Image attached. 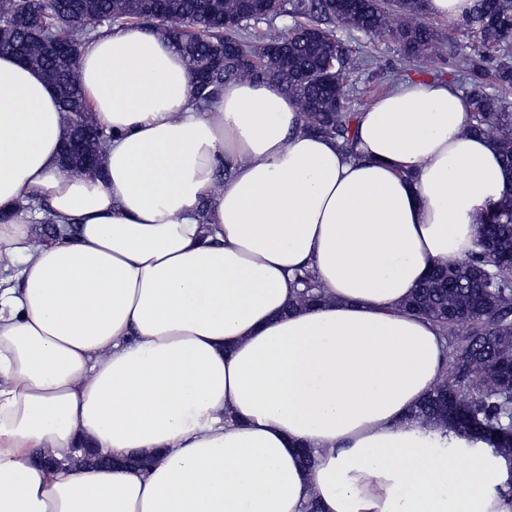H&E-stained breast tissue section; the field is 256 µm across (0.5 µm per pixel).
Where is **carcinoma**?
Segmentation results:
<instances>
[{
    "label": "carcinoma",
    "instance_id": "obj_1",
    "mask_svg": "<svg viewBox=\"0 0 512 512\" xmlns=\"http://www.w3.org/2000/svg\"><path fill=\"white\" fill-rule=\"evenodd\" d=\"M244 0H0V50L21 53L24 64L39 70L58 93L64 112L82 119L88 158L98 162L109 139L95 120L80 86V42L75 33L91 38L104 28L139 24L171 39L183 54L190 73L201 72L221 52L224 40L237 41L250 60L228 63L193 85L194 97L209 102L224 86L242 79L277 84L299 105L307 128L336 139L347 150L355 142V113L344 75L359 69L361 60L344 48L332 22L393 39L401 59L411 62L432 51L438 33L425 20V0H292L289 12L308 18L321 31L318 42L297 38L288 42V65L264 57L265 45L283 41L271 31L255 43L243 30L254 17L242 9ZM457 27L477 36V42L453 59L469 69L490 74L498 90L483 82L472 84L468 130L491 138L512 189V63L495 57L512 37V0H473ZM53 35L74 44L61 58L44 53L42 39ZM329 52L340 60L336 71L321 69ZM480 251L466 262L447 260L403 306L439 326L441 335L460 345L451 370L410 412L423 424H436L458 434L477 435L503 454L512 456L502 385L512 372V265H491V256L512 259V195L504 193L480 223ZM299 303L318 299L311 273L294 274Z\"/></svg>",
    "mask_w": 512,
    "mask_h": 512
}]
</instances>
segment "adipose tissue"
Masks as SVG:
<instances>
[{"instance_id": "ef3b65f1", "label": "adipose tissue", "mask_w": 512, "mask_h": 512, "mask_svg": "<svg viewBox=\"0 0 512 512\" xmlns=\"http://www.w3.org/2000/svg\"><path fill=\"white\" fill-rule=\"evenodd\" d=\"M79 79L112 139L68 177L55 91L0 52V512H512V458L409 417L447 341L402 304L506 187L469 98L399 81L350 152L272 83L200 106L141 27ZM32 200L71 235L33 242ZM298 269L323 297L293 311Z\"/></svg>"}]
</instances>
